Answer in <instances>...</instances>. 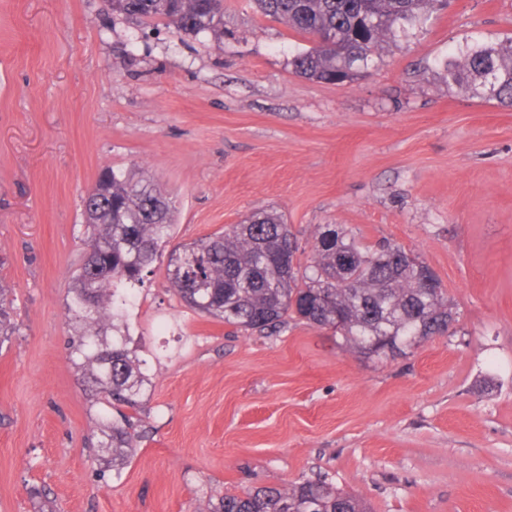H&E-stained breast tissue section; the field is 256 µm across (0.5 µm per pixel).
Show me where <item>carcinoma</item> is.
I'll use <instances>...</instances> for the list:
<instances>
[{
	"mask_svg": "<svg viewBox=\"0 0 512 512\" xmlns=\"http://www.w3.org/2000/svg\"><path fill=\"white\" fill-rule=\"evenodd\" d=\"M440 0H255L312 43L292 61L296 73L317 81L351 82L369 69L382 43L409 37L439 10ZM113 12L161 20L179 33L219 34L224 0H107ZM448 87L512 108V36L467 42L442 62ZM88 237L72 276L66 310L74 323L71 351L80 378L116 417L100 421L101 447L118 469L141 436L139 395L149 378L127 347L130 292L171 238V206L150 178L105 170L84 201ZM298 237L277 211L254 212L244 222L172 250L168 264L175 295L197 313L245 332H269L287 318L333 328L342 344L369 358H389L457 321L437 275L402 247L369 246L326 225L301 264ZM430 277L435 286L427 288ZM11 289L0 282V336L14 332ZM213 512H368L356 497L322 478L285 488L224 494Z\"/></svg>",
	"mask_w": 512,
	"mask_h": 512,
	"instance_id": "cac0c4a2",
	"label": "carcinoma"
}]
</instances>
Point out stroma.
<instances>
[{
    "instance_id": "stroma-1",
    "label": "stroma",
    "mask_w": 512,
    "mask_h": 512,
    "mask_svg": "<svg viewBox=\"0 0 512 512\" xmlns=\"http://www.w3.org/2000/svg\"><path fill=\"white\" fill-rule=\"evenodd\" d=\"M512 35V0H451L347 85L292 65L310 43L224 0L178 34L101 0H0V512H210L321 476L370 512H512V109L449 89L463 41ZM149 176L173 243L281 212L308 262L325 225L411 251L456 305L452 336L382 362L288 320L261 336L187 308L159 258L128 312L151 381L120 471L70 359L83 198ZM169 322L162 333L160 322Z\"/></svg>"
}]
</instances>
